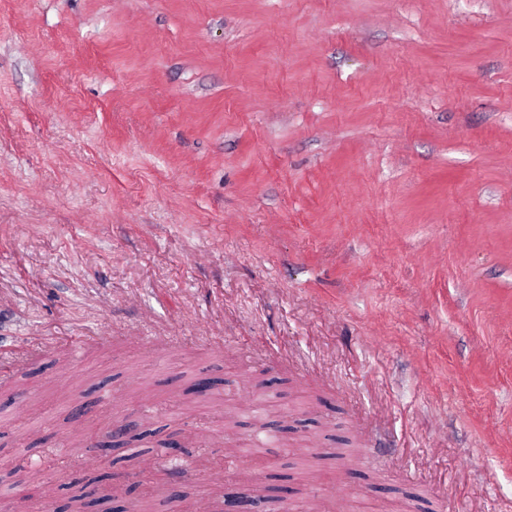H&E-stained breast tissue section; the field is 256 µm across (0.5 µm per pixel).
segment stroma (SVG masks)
I'll return each instance as SVG.
<instances>
[{
	"mask_svg": "<svg viewBox=\"0 0 512 512\" xmlns=\"http://www.w3.org/2000/svg\"><path fill=\"white\" fill-rule=\"evenodd\" d=\"M16 336L42 344L0 378V468L57 486L16 512L199 430L131 507L209 512L197 464L226 467L230 381L254 371L286 429L236 488L292 477L266 512H512V0H0ZM72 413L137 437L68 447ZM365 428L390 454L332 500ZM308 437L314 484L288 448Z\"/></svg>",
	"mask_w": 512,
	"mask_h": 512,
	"instance_id": "35a3bbf8",
	"label": "stroma"
}]
</instances>
